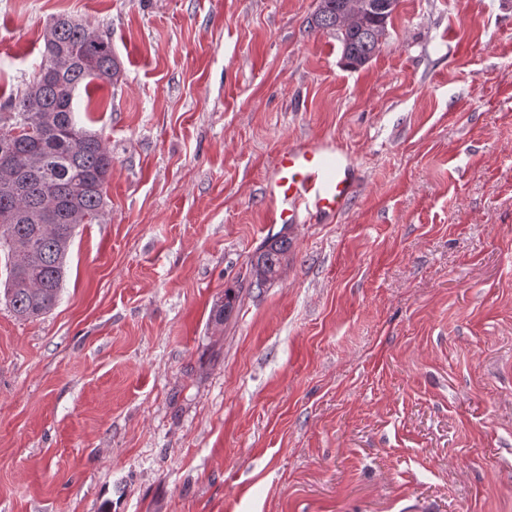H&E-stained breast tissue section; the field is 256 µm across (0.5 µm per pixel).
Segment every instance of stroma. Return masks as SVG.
Listing matches in <instances>:
<instances>
[{
	"instance_id": "obj_1",
	"label": "stroma",
	"mask_w": 512,
	"mask_h": 512,
	"mask_svg": "<svg viewBox=\"0 0 512 512\" xmlns=\"http://www.w3.org/2000/svg\"><path fill=\"white\" fill-rule=\"evenodd\" d=\"M316 6L0 0V106L58 14L121 65L57 305L0 301V512H512V0H399L359 69ZM309 139L354 201L214 323Z\"/></svg>"
}]
</instances>
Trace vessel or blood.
Wrapping results in <instances>:
<instances>
[{
  "label": "vessel or blood",
  "mask_w": 512,
  "mask_h": 512,
  "mask_svg": "<svg viewBox=\"0 0 512 512\" xmlns=\"http://www.w3.org/2000/svg\"><path fill=\"white\" fill-rule=\"evenodd\" d=\"M355 191V163L323 140L283 150L266 192L273 202L270 221L299 223L301 211L329 219L346 210Z\"/></svg>",
  "instance_id": "1"
}]
</instances>
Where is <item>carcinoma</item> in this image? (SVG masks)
Wrapping results in <instances>:
<instances>
[{
    "mask_svg": "<svg viewBox=\"0 0 512 512\" xmlns=\"http://www.w3.org/2000/svg\"><path fill=\"white\" fill-rule=\"evenodd\" d=\"M398 0H318L312 26L336 33L347 66L358 68L380 50ZM56 67L0 114V185L19 189L0 200V253L6 276L0 299L24 318H38L58 302L74 229L103 205L112 155L101 137L78 125L79 87L115 84L120 65L111 40L88 23L61 14L44 36V59ZM30 126L32 137L15 130ZM290 249L282 234L268 238L250 261L252 288L271 284Z\"/></svg>",
    "mask_w": 512,
    "mask_h": 512,
    "instance_id": "carcinoma-1",
    "label": "carcinoma"
}]
</instances>
